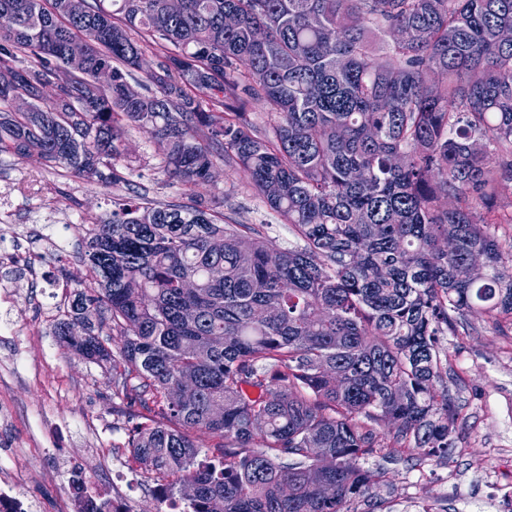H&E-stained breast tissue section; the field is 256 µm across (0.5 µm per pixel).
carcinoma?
Masks as SVG:
<instances>
[{
	"instance_id": "cac0c4a2",
	"label": "carcinoma",
	"mask_w": 512,
	"mask_h": 512,
	"mask_svg": "<svg viewBox=\"0 0 512 512\" xmlns=\"http://www.w3.org/2000/svg\"><path fill=\"white\" fill-rule=\"evenodd\" d=\"M506 29L512 0H0V153L117 185L126 128L148 127L182 186L222 161L303 242L201 202L85 221L96 288L55 334L155 415L128 447L187 512H358L367 457L454 446L438 336L472 311L512 329V244L492 231L512 224ZM77 489L79 512H112Z\"/></svg>"
}]
</instances>
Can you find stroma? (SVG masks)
I'll use <instances>...</instances> for the list:
<instances>
[{
  "label": "stroma",
  "instance_id": "obj_1",
  "mask_svg": "<svg viewBox=\"0 0 512 512\" xmlns=\"http://www.w3.org/2000/svg\"><path fill=\"white\" fill-rule=\"evenodd\" d=\"M129 158L118 185L89 182L66 170L50 169L35 157L0 154V248L26 255L29 266L0 265V290L13 303L0 305L11 320L0 332V454L25 449L13 477L39 512H58L72 497L60 483V469L79 472L86 485L107 491L110 470L95 464L93 451L128 455L130 411L112 399L108 366L90 362L54 334L79 293L91 292L82 259L80 226L87 218H106L119 204L144 197L163 204H190L199 198L219 223L255 224L276 248L295 247L290 225L271 211L246 177L217 165L209 183L185 191L163 171L149 129L130 127ZM70 225L63 251L50 240L53 225ZM442 382L460 412L455 448L446 456L406 458L393 450L392 463L367 457L364 467L385 480L373 483L378 512H414L426 502L431 512H508L489 472L512 458V330L499 332L480 314L459 317L440 336Z\"/></svg>",
  "mask_w": 512,
  "mask_h": 512
}]
</instances>
